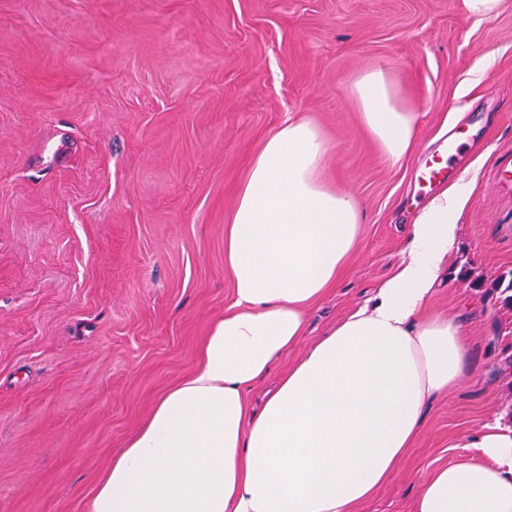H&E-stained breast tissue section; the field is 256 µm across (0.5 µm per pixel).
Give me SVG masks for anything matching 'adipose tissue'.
I'll return each mask as SVG.
<instances>
[{"mask_svg": "<svg viewBox=\"0 0 512 512\" xmlns=\"http://www.w3.org/2000/svg\"><path fill=\"white\" fill-rule=\"evenodd\" d=\"M385 158L416 147L417 112L385 71L352 88ZM329 144L287 119L252 156L224 230L233 285L198 363L154 405L97 480L90 512H355L392 476L436 396L456 389L469 342L425 308L457 242L468 188L433 197L375 295L318 337L259 409L251 391L304 338L361 231L355 198L327 183ZM471 460L426 478L414 512H512V426L467 435Z\"/></svg>", "mask_w": 512, "mask_h": 512, "instance_id": "obj_1", "label": "adipose tissue"}]
</instances>
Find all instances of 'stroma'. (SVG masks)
<instances>
[{
	"instance_id": "1",
	"label": "stroma",
	"mask_w": 512,
	"mask_h": 512,
	"mask_svg": "<svg viewBox=\"0 0 512 512\" xmlns=\"http://www.w3.org/2000/svg\"><path fill=\"white\" fill-rule=\"evenodd\" d=\"M390 73L419 106L388 163L351 93ZM329 141L324 176L364 222L281 374L404 257L441 191L418 174L470 137L455 253L429 303L462 313L470 357L360 512H412L462 436L512 423V0H0V512H89L95 481L194 367L232 303L224 226L252 155L284 120Z\"/></svg>"
}]
</instances>
